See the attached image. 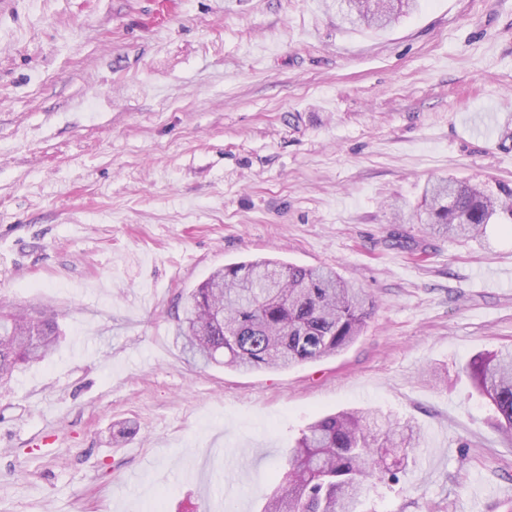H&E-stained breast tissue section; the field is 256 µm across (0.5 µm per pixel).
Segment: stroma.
<instances>
[{"label":"stroma","mask_w":512,"mask_h":512,"mask_svg":"<svg viewBox=\"0 0 512 512\" xmlns=\"http://www.w3.org/2000/svg\"><path fill=\"white\" fill-rule=\"evenodd\" d=\"M442 177L512 185V0L380 31L334 0H0V312L63 332L0 381V512H261L349 407L420 432L362 512H512V438L464 374L512 345V232L431 233ZM256 258L334 268L374 304L361 335L189 361L178 296Z\"/></svg>","instance_id":"1"}]
</instances>
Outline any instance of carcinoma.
<instances>
[{"instance_id": "obj_1", "label": "carcinoma", "mask_w": 512, "mask_h": 512, "mask_svg": "<svg viewBox=\"0 0 512 512\" xmlns=\"http://www.w3.org/2000/svg\"><path fill=\"white\" fill-rule=\"evenodd\" d=\"M417 0H340L353 27L385 28ZM423 223L439 236L477 239L489 224H512V186L498 194L440 178L424 188ZM178 336L195 362L254 371L282 369L335 355L361 335L370 301L331 268H304L272 259L228 265L183 293ZM61 339L52 316L26 309L0 315V380L46 360ZM472 386L497 408L512 435V349L469 364ZM418 432L378 409H347L311 423L288 454L287 469L264 512H360L370 482L382 480L377 449L400 455Z\"/></svg>"}]
</instances>
